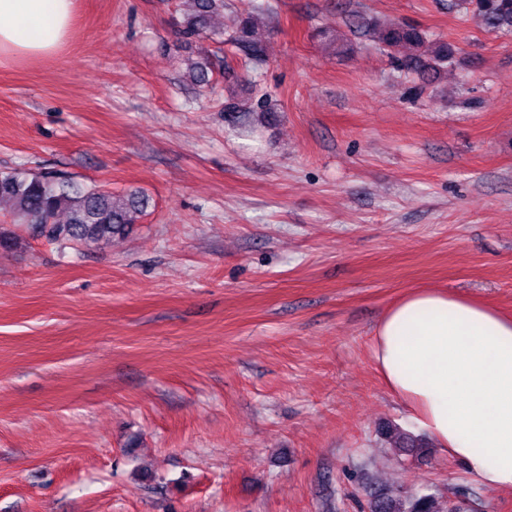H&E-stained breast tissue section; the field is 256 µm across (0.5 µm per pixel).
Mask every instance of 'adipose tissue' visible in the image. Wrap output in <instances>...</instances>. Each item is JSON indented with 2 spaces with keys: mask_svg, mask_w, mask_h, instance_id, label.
Instances as JSON below:
<instances>
[{
  "mask_svg": "<svg viewBox=\"0 0 512 512\" xmlns=\"http://www.w3.org/2000/svg\"><path fill=\"white\" fill-rule=\"evenodd\" d=\"M74 0H0V62L54 55ZM373 357L419 428L483 486L512 489V318L483 302L415 289L381 317Z\"/></svg>",
  "mask_w": 512,
  "mask_h": 512,
  "instance_id": "adipose-tissue-1",
  "label": "adipose tissue"
}]
</instances>
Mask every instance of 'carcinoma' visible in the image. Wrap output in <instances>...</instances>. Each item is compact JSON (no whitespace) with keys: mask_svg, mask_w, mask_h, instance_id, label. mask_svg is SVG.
I'll return each instance as SVG.
<instances>
[{"mask_svg":"<svg viewBox=\"0 0 512 512\" xmlns=\"http://www.w3.org/2000/svg\"><path fill=\"white\" fill-rule=\"evenodd\" d=\"M190 5L180 35L192 41L202 35L212 16L224 9V0H180ZM481 17L489 29L512 28V0H461ZM378 42L386 48L406 45L412 53L398 59L399 68L417 75L427 86L445 72L456 57L457 48L443 41L428 39L417 27L405 23L383 26L371 24ZM233 39L254 60L265 55L263 44L253 37L251 21L243 19ZM149 199L138 193L123 198L97 187L84 186L63 174L24 173L0 169V208L16 224H24L50 241H67L84 246L98 241L126 237L134 224L132 215L146 211ZM65 212L64 224L54 221ZM382 434L389 437L398 456L423 457L429 448L425 437L395 425H386ZM367 512H445L440 498L424 489L398 496L367 489Z\"/></svg>","mask_w":512,"mask_h":512,"instance_id":"obj_1","label":"carcinoma"}]
</instances>
